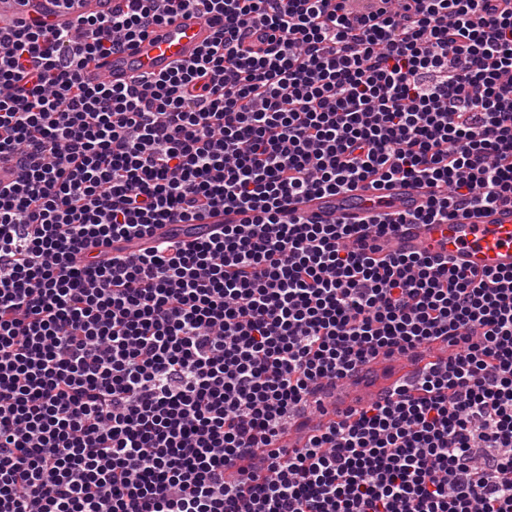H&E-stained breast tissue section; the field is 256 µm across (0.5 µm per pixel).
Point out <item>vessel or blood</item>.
<instances>
[{
	"label": "vessel or blood",
	"mask_w": 512,
	"mask_h": 512,
	"mask_svg": "<svg viewBox=\"0 0 512 512\" xmlns=\"http://www.w3.org/2000/svg\"><path fill=\"white\" fill-rule=\"evenodd\" d=\"M212 34V28L199 15L178 16L128 48L97 59L86 77L126 83L165 72L174 62L194 56ZM426 198L424 186L397 182L377 193L358 189L311 195L296 201L295 206L317 224H362L374 212L416 210ZM383 249L440 256L477 272L511 270L512 202L478 208L445 224L398 225L384 240Z\"/></svg>",
	"instance_id": "vessel-or-blood-1"
}]
</instances>
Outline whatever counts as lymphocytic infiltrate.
Returning <instances> with one entry per match:
<instances>
[{
  "mask_svg": "<svg viewBox=\"0 0 512 512\" xmlns=\"http://www.w3.org/2000/svg\"><path fill=\"white\" fill-rule=\"evenodd\" d=\"M74 2L0 19V512H512V270L381 247L512 200V0ZM190 12L194 57L85 78ZM406 180L425 205L365 227L290 207ZM243 216L237 214H221L216 218L209 220L210 224H165L156 229V235H170L176 234L181 238L194 239L198 236H203L212 226L211 224L225 223V224H239L243 220ZM176 225L182 227V230L176 229ZM186 233L189 236H186ZM411 363L407 358H402L376 364L369 380L363 381L361 384L347 383L340 390L357 398L356 400L369 401L374 398L380 388L389 385L393 380L403 375L404 370Z\"/></svg>",
  "mask_w": 512,
  "mask_h": 512,
  "instance_id": "obj_1",
  "label": "lymphocytic infiltrate"
}]
</instances>
